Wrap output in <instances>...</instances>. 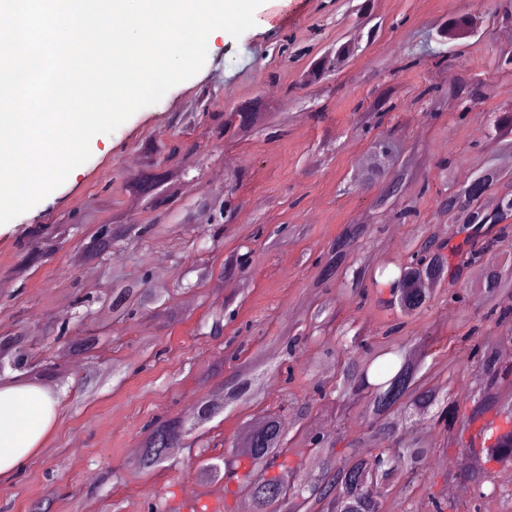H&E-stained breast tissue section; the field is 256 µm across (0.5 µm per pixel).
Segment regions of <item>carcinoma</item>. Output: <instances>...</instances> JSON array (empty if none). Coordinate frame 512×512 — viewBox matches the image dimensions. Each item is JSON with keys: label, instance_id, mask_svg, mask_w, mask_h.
Segmentation results:
<instances>
[{"label": "carcinoma", "instance_id": "1", "mask_svg": "<svg viewBox=\"0 0 512 512\" xmlns=\"http://www.w3.org/2000/svg\"><path fill=\"white\" fill-rule=\"evenodd\" d=\"M475 19H462L438 30V36L459 40L474 34ZM379 25L370 26L366 33H354L336 41L330 49L310 63L306 84L320 83L325 74L337 72L353 59L364 39H375ZM442 65L436 53L407 54V66ZM457 94L470 112L483 104L488 85L481 79L469 77L458 86ZM266 113L239 114V131L260 130ZM201 120L208 134L224 139L223 115L204 112ZM492 126L498 140L512 150V113L494 116ZM376 148L387 152L386 161L374 159L361 175L360 184L386 179L394 173L389 192L376 201L382 206L399 195L405 170L395 167L399 156L396 140L385 138ZM148 160L143 177L126 185V190L141 194L164 178L166 171L181 167L183 159L196 155L200 143L176 137L168 143L143 145ZM476 176L490 184L512 181V171L491 158ZM187 191L171 185L169 194L156 201L149 211L154 217L146 222L131 221L97 224L90 232L85 225L32 224L20 247L24 261L40 264L56 253L76 234H86L89 247L81 250L85 261L102 262L112 256L115 247L132 244L148 245L169 232L168 216L185 212L179 231L209 237L220 243L224 224L232 219V211L224 203H212L205 196L186 201ZM437 209L448 214L451 224L430 233L420 231L396 260L353 262L354 247L364 229L351 226L336 239L327 254L317 260L322 266V283L336 280L350 297L361 305L368 297L367 287L376 292V302L387 320L377 335L364 339L359 334L336 337V349L324 350L329 375L312 382L311 395L296 411V425L284 426L282 414L272 411L255 426L244 423L224 451L210 464L211 473L237 482L236 493L241 497V512H386L390 492L403 497L406 506L400 512H492L494 497L512 499V490L501 489L487 493L484 485L494 483V472L486 467L490 462L512 460V362L503 361L499 349L512 343V256L496 261V253L512 244V202L504 201L492 210L486 209L481 197L466 194V187L448 189L438 194ZM464 234L454 242L458 234ZM250 252L234 253L221 269L224 277L234 280L246 274ZM466 271L482 299V314L477 323L460 337L459 347H448V376L455 374L472 380L469 406L461 409L448 389L431 380L427 366L428 348L424 344L411 346L402 332L407 319L424 313L438 292L448 301H461L454 289L458 272ZM170 298V290L150 286L146 268L136 278L115 276L109 300L91 292L79 291L76 304L100 315L105 324L125 322L139 315L157 316ZM83 328H57L56 337H67L69 353L84 359L93 358L99 332L96 320L82 322ZM502 327L505 335L491 334V328ZM30 332L23 329L0 334V364L30 379L55 373L58 365L34 350ZM263 376L253 360L245 359L215 387L212 394L202 398L190 421L178 417L153 420L143 427L141 452L134 466L140 472H151L170 460L173 448H181L192 434L224 413L229 407L250 403L261 397ZM335 396L340 417L360 420L362 431L350 438L311 432L304 419L312 412L313 402ZM491 415L499 422L480 430L486 446L475 440L463 441L464 431ZM349 452H340V443ZM309 448L317 469L315 474L304 472L303 465H288V456L295 445ZM467 449L475 459L464 478L472 487V496L463 506L448 503L427 487V471L435 448ZM368 448L366 454L351 448ZM277 468L280 473L260 483L249 480L253 469Z\"/></svg>", "mask_w": 512, "mask_h": 512}]
</instances>
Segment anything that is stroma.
<instances>
[{
	"mask_svg": "<svg viewBox=\"0 0 512 512\" xmlns=\"http://www.w3.org/2000/svg\"><path fill=\"white\" fill-rule=\"evenodd\" d=\"M381 28L374 41L338 74L316 86L302 87L310 61L347 36L356 20L348 0H263L256 24L240 37L222 33L209 48L204 67L172 87L163 98L135 112L110 134L90 142L91 156L65 182L30 210L0 225V328L23 325L38 330L62 324L61 308L73 305L76 245H69L46 262H20L19 245L32 224H55L71 214L89 215L93 223L112 218L145 220L149 214L136 204L125 185L131 177L125 161L140 155L142 143L172 139L171 117L182 114L190 138L202 149L186 160L191 175H202V190L211 198L236 206L233 223L224 227V242L209 253L213 276L196 285L187 273L184 253L188 240H161L145 251L116 249L114 260L95 264L94 276H82L88 289L111 282L112 274L140 267V256L165 257V283L179 315L158 320L146 316L113 324L94 355L104 367L122 366L116 378L80 398L77 380H44L49 391L62 394L63 412L42 448L21 475L0 481V512H148L149 503L163 501L168 512H183L180 494L211 489L205 470L218 445L244 422L288 400L303 401L311 375L306 368L318 341L301 343L295 380L277 378L266 384L262 402L225 410L198 432L191 447L173 454L166 466L151 474L135 472L133 448L141 444V428L155 417H183L229 373L226 360L238 350L255 356L279 336L288 321L308 309L332 302L337 316L325 335L337 327L362 335L377 334L384 315L376 304L357 307L341 296L336 285H319L316 260L350 224H365L362 252L381 259L400 256L418 225H443L447 215L437 210L443 181L439 166L450 163L452 183L464 185L484 161L496 154L489 116L512 106V74L499 66L512 52L501 16L512 0H368ZM476 15L480 32L471 38L439 41L436 31L454 17ZM436 51L442 67L406 65L409 51ZM476 74L489 85L479 110L459 111L455 87ZM434 83L441 94L418 100L421 86ZM209 91V111L231 115L244 102L267 105L273 132L245 136L229 128L223 140L208 138L194 105ZM398 107L382 128L367 129V110L380 93ZM394 132L402 144L401 161L411 174L400 199L413 217L396 223L391 211L372 205L379 186L361 187L355 180L362 160L382 130ZM280 232L281 244L270 247L255 240L256 229ZM250 247V269L241 282L223 280L219 270L233 250ZM191 281L181 288L180 278ZM234 316L224 322V334L200 335L199 326L225 300ZM481 305L474 295L451 305L435 298L422 318L408 322L404 333L427 345L439 364L448 359V340L474 324Z\"/></svg>",
	"mask_w": 512,
	"mask_h": 512,
	"instance_id": "stroma-1",
	"label": "stroma"
}]
</instances>
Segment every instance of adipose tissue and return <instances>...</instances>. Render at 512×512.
Returning a JSON list of instances; mask_svg holds the SVG:
<instances>
[{"instance_id":"adipose-tissue-1","label":"adipose tissue","mask_w":512,"mask_h":512,"mask_svg":"<svg viewBox=\"0 0 512 512\" xmlns=\"http://www.w3.org/2000/svg\"><path fill=\"white\" fill-rule=\"evenodd\" d=\"M60 395L22 377L0 380V479L16 477L39 451L61 411Z\"/></svg>"}]
</instances>
